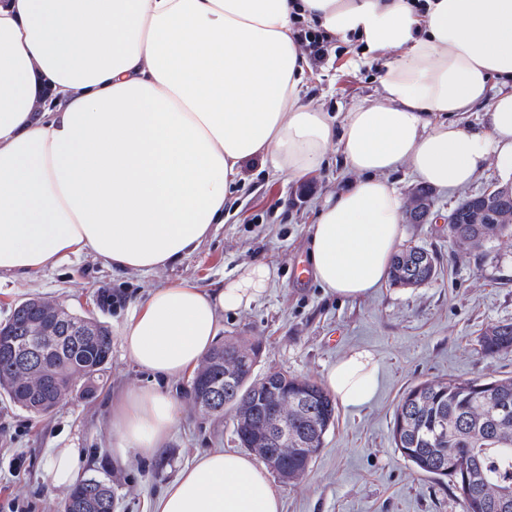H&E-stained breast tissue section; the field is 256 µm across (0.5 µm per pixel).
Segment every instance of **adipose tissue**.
Listing matches in <instances>:
<instances>
[{"label": "adipose tissue", "mask_w": 512, "mask_h": 512, "mask_svg": "<svg viewBox=\"0 0 512 512\" xmlns=\"http://www.w3.org/2000/svg\"><path fill=\"white\" fill-rule=\"evenodd\" d=\"M356 34L370 51L401 49L380 97L343 127L303 101L309 63L295 21ZM512 0H0V274L31 276L92 252L150 272L189 257L224 221L243 161L271 158L300 179L337 144L358 178L309 229L317 284L364 297L383 283L403 233L386 175L469 184L488 158L512 172ZM489 102L483 127L454 121ZM252 264L220 288L188 281L149 292L125 322L126 357L150 385L112 396V457L154 458L184 410L166 390L213 348L224 312L270 288ZM327 389L346 408L372 396V354L351 350ZM86 460L52 449L45 479L65 490ZM151 512H281L255 457L205 450L157 494Z\"/></svg>", "instance_id": "obj_1"}]
</instances>
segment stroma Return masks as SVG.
I'll list each match as a JSON object with an SVG mask.
<instances>
[{
	"mask_svg": "<svg viewBox=\"0 0 512 512\" xmlns=\"http://www.w3.org/2000/svg\"><path fill=\"white\" fill-rule=\"evenodd\" d=\"M398 55L390 49L367 59L355 36L334 37L329 55L310 59L303 98L344 122L354 106L380 93L385 65ZM354 178L334 145L322 165L300 180L274 172L270 161L249 160L241 166L237 189L224 200L223 223L178 265L149 273L117 271L85 252L27 279L1 276L0 322L16 303L43 296L106 322L114 340L107 381L93 396L71 398L42 417L0 400V486L32 502L34 512H52L65 494L44 479L47 451L83 448L81 472L111 476L115 512H149L151 499L198 452L236 447L229 422L189 406L159 458L133 454L113 463L108 403L117 392L149 382L124 357L119 334L150 290L180 280L214 288L243 266L264 263L273 270L272 287L250 307L225 312L219 342H260V374L285 369L321 383L355 348L370 350L378 366L371 399L358 409L338 408L306 476L279 483L283 512H464L449 480L418 473L401 456L390 427L402 393L418 382L512 376V352L486 359L477 343L487 325L512 322V240L461 252L448 242L447 223L464 197L512 178L486 162L468 186L434 189L433 223L405 225L403 246L419 245L435 255V281L419 288L386 282L369 296L343 299L319 288L314 278L296 282L293 271L308 262L309 226L320 207ZM105 290L112 294L108 309L98 304ZM14 457L19 467H11Z\"/></svg>",
	"mask_w": 512,
	"mask_h": 512,
	"instance_id": "obj_1",
	"label": "stroma"
}]
</instances>
